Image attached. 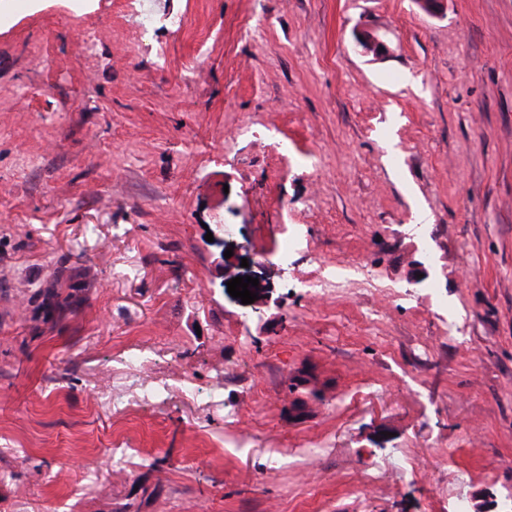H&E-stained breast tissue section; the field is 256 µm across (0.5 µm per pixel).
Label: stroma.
I'll use <instances>...</instances> for the list:
<instances>
[{
    "label": "stroma",
    "mask_w": 512,
    "mask_h": 512,
    "mask_svg": "<svg viewBox=\"0 0 512 512\" xmlns=\"http://www.w3.org/2000/svg\"><path fill=\"white\" fill-rule=\"evenodd\" d=\"M0 16V512H512V0Z\"/></svg>",
    "instance_id": "35a3bbf8"
}]
</instances>
